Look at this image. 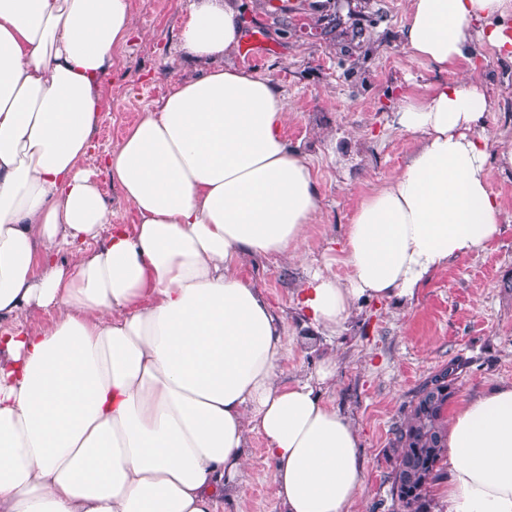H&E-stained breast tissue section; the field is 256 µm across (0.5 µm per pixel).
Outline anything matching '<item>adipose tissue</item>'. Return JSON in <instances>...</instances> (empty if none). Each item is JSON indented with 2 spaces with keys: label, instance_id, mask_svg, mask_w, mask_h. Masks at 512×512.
<instances>
[{
  "label": "adipose tissue",
  "instance_id": "adipose-tissue-1",
  "mask_svg": "<svg viewBox=\"0 0 512 512\" xmlns=\"http://www.w3.org/2000/svg\"><path fill=\"white\" fill-rule=\"evenodd\" d=\"M133 28L131 0H0V512H241L253 433L282 512H349L365 465L321 397L336 365L281 379L285 320L239 274L296 256L319 212L286 96L222 65L243 41L236 0H192L180 45L211 67L107 155L136 215L110 223L81 165ZM400 40L441 71L487 47L512 60V0H410ZM487 109L477 81L401 98L393 122L421 145L357 208L347 281L297 288L312 325L340 335L356 299L411 300L497 235ZM32 310L56 320L33 330ZM447 448L435 512H512V384L453 406Z\"/></svg>",
  "mask_w": 512,
  "mask_h": 512
}]
</instances>
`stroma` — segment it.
<instances>
[{
	"instance_id": "35a3bbf8",
	"label": "stroma",
	"mask_w": 512,
	"mask_h": 512,
	"mask_svg": "<svg viewBox=\"0 0 512 512\" xmlns=\"http://www.w3.org/2000/svg\"><path fill=\"white\" fill-rule=\"evenodd\" d=\"M237 0L245 30H260L270 52L231 63L270 79L288 98L285 134L308 157L320 190V210L308 225L301 263L248 259L242 277L261 288L285 318L290 338L281 364L285 379L314 373L323 359L337 362L325 402L355 426L365 463V487L351 512H390L392 428L419 384L450 360L463 362L458 397L489 382L512 383V170L491 167L489 187L505 216L496 238L476 254L452 261L418 288L411 302L359 298L342 335L307 324L292 296L307 267H328L340 280L350 270L340 249L361 201L386 185L418 146L395 129L400 97L422 96L455 73H438L412 59L399 30L408 0ZM188 0H132L134 31L117 55L120 65L103 83L102 121L84 166L94 172L113 223L135 224L101 159L143 113L175 84L200 76L205 64L187 60L178 33ZM489 108L485 133L492 151L512 145V61L486 51L477 72ZM264 439L249 441L244 512H279Z\"/></svg>"
}]
</instances>
